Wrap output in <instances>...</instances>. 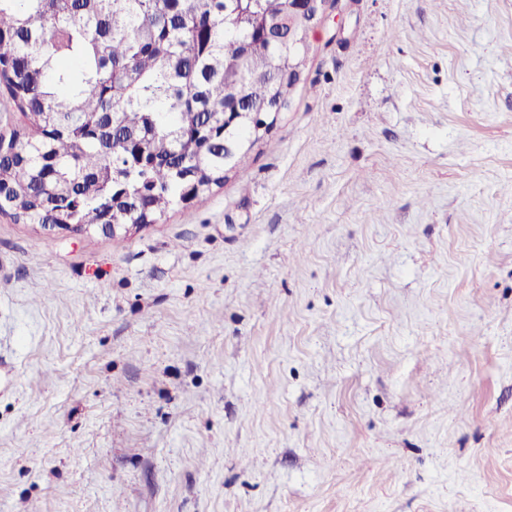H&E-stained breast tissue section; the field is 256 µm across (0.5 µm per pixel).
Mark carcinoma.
Wrapping results in <instances>:
<instances>
[{
	"instance_id": "carcinoma-1",
	"label": "carcinoma",
	"mask_w": 512,
	"mask_h": 512,
	"mask_svg": "<svg viewBox=\"0 0 512 512\" xmlns=\"http://www.w3.org/2000/svg\"><path fill=\"white\" fill-rule=\"evenodd\" d=\"M288 0H0V87L28 121L0 138V212L25 224H154L246 166L245 127L224 166V108H288L296 43L257 35ZM149 190L148 209L136 205Z\"/></svg>"
}]
</instances>
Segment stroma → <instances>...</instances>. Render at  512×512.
<instances>
[{
    "mask_svg": "<svg viewBox=\"0 0 512 512\" xmlns=\"http://www.w3.org/2000/svg\"><path fill=\"white\" fill-rule=\"evenodd\" d=\"M309 43L159 222L0 214V512H512V0Z\"/></svg>",
    "mask_w": 512,
    "mask_h": 512,
    "instance_id": "35a3bbf8",
    "label": "stroma"
}]
</instances>
